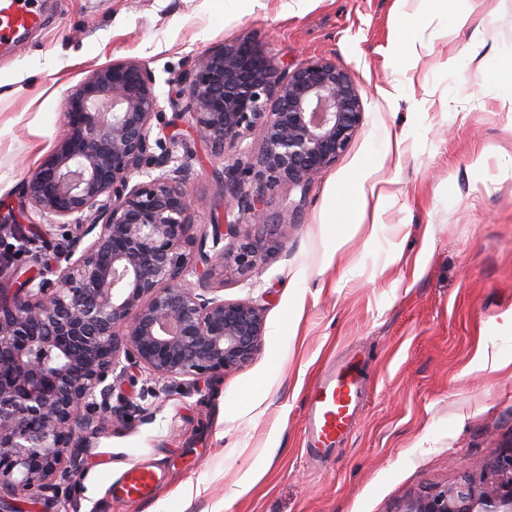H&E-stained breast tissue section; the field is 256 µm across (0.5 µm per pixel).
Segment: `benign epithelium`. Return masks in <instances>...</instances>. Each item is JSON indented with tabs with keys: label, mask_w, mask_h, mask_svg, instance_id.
<instances>
[{
	"label": "benign epithelium",
	"mask_w": 512,
	"mask_h": 512,
	"mask_svg": "<svg viewBox=\"0 0 512 512\" xmlns=\"http://www.w3.org/2000/svg\"><path fill=\"white\" fill-rule=\"evenodd\" d=\"M189 111L162 122L155 80L136 60L95 71L66 99L68 135L21 186L35 213L69 227L67 247L19 279L16 252L50 230L0 225V512L55 501L89 448L87 433L142 410L183 379L186 391L253 359L264 305L226 300L217 277L258 270L288 243L252 234L264 191L307 190L348 147L363 118L351 73L334 61L291 66L248 40L208 50L176 80ZM158 124H153V121ZM259 136L257 154L224 169L222 216L194 230L188 184L197 153ZM13 238L21 247L7 242ZM117 405H112V402ZM397 512H512V441L478 476L407 495Z\"/></svg>",
	"instance_id": "benign-epithelium-1"
}]
</instances>
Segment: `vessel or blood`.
I'll use <instances>...</instances> for the list:
<instances>
[{
    "mask_svg": "<svg viewBox=\"0 0 512 512\" xmlns=\"http://www.w3.org/2000/svg\"><path fill=\"white\" fill-rule=\"evenodd\" d=\"M41 16L40 0H0V44H20L23 32L37 25ZM362 385V374L349 362L314 382L307 395L314 448H333L340 437L351 432L356 423ZM155 480L156 474L151 468L133 466L120 492L129 499H141Z\"/></svg>",
    "mask_w": 512,
    "mask_h": 512,
    "instance_id": "1",
    "label": "vessel or blood"
}]
</instances>
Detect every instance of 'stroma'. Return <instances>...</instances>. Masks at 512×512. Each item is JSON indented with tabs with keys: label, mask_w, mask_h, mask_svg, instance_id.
Here are the masks:
<instances>
[{
	"label": "stroma",
	"mask_w": 512,
	"mask_h": 512,
	"mask_svg": "<svg viewBox=\"0 0 512 512\" xmlns=\"http://www.w3.org/2000/svg\"><path fill=\"white\" fill-rule=\"evenodd\" d=\"M420 0H46V20L0 53V219L25 223L21 185L62 140L67 96L93 70L144 63L165 118L170 83L209 48L250 40L277 60L325 58L357 83L363 119L307 193L264 192L286 247L224 297L265 307L252 361L213 381L147 398L93 438L73 485L46 512H395L414 491L480 472L512 440V0H440L388 47ZM470 11L482 33L454 26ZM400 86L399 98L386 90ZM402 136L400 158L387 134ZM226 160V159H225ZM201 149L189 185L196 225L223 211ZM381 182L376 230L336 244L330 218L351 173ZM358 360L355 429L321 454L306 445L314 377ZM135 464L147 499L113 488Z\"/></svg>",
	"instance_id": "stroma-1"
}]
</instances>
